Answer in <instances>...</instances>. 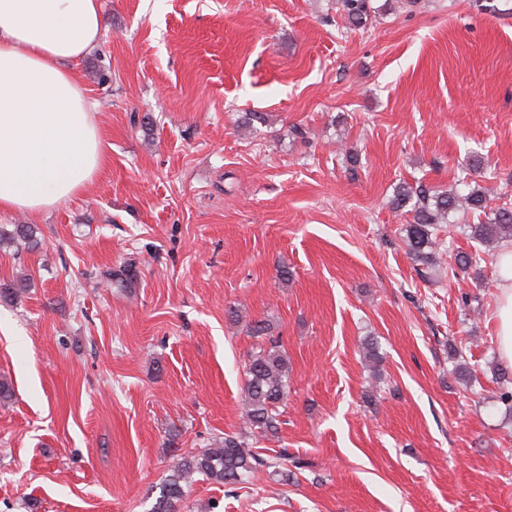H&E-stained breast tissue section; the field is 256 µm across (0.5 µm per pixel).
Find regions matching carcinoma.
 Returning <instances> with one entry per match:
<instances>
[{
  "label": "carcinoma",
  "mask_w": 512,
  "mask_h": 512,
  "mask_svg": "<svg viewBox=\"0 0 512 512\" xmlns=\"http://www.w3.org/2000/svg\"><path fill=\"white\" fill-rule=\"evenodd\" d=\"M348 24L363 27L376 18L371 0H339ZM489 190L478 185L465 195L413 186L407 182L395 185L392 208L412 215L405 227V243L409 257L426 267L437 263L442 240L436 231L450 212L469 213L485 219L467 224V237L474 242L469 252H460L449 266L453 277L468 270H477L483 254L497 244L512 240V205L503 204L487 209ZM21 241L34 249L38 246L29 224H14L12 229L0 228V246ZM270 325L263 321L248 324L255 338L268 339L269 347L251 355L245 364L246 381L243 404L244 431L213 440L195 453L186 454L169 469L161 483L159 496L151 512H181L185 496L197 477L222 485L250 484L261 472H268L287 482L295 472L307 467V462L288 454L283 448L267 455L249 448L246 438L261 434L275 435L281 424L280 408L288 395V357L279 349L278 341L270 336Z\"/></svg>",
  "instance_id": "carcinoma-1"
}]
</instances>
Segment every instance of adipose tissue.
I'll return each mask as SVG.
<instances>
[{
  "label": "adipose tissue",
  "mask_w": 512,
  "mask_h": 512,
  "mask_svg": "<svg viewBox=\"0 0 512 512\" xmlns=\"http://www.w3.org/2000/svg\"><path fill=\"white\" fill-rule=\"evenodd\" d=\"M99 0H0V211L39 213L81 194L106 162L73 64L104 33ZM499 354L512 364V243L501 250Z\"/></svg>",
  "instance_id": "1"
}]
</instances>
